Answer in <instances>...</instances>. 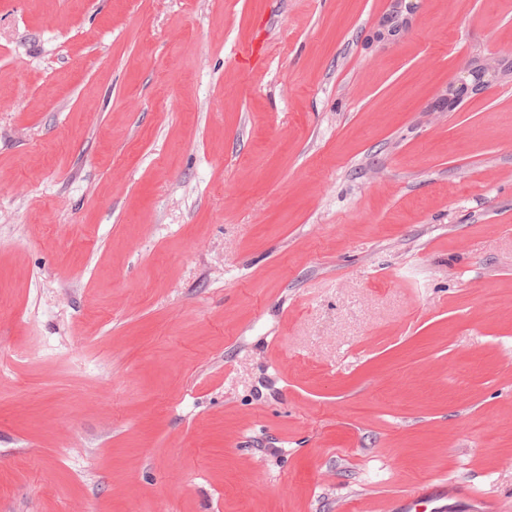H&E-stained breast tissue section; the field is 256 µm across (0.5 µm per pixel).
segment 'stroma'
<instances>
[{"label": "stroma", "mask_w": 512, "mask_h": 512, "mask_svg": "<svg viewBox=\"0 0 512 512\" xmlns=\"http://www.w3.org/2000/svg\"><path fill=\"white\" fill-rule=\"evenodd\" d=\"M389 8L0 0V512H512V0ZM448 488L458 494H466L473 500L483 502L491 512L497 510L495 502L481 496L473 488L448 482L447 477H440L428 483L418 484L400 495L395 503L396 512H446L448 504L441 503L448 498Z\"/></svg>", "instance_id": "1"}]
</instances>
